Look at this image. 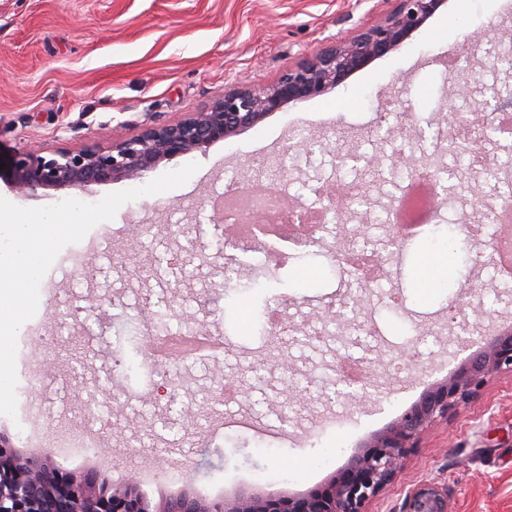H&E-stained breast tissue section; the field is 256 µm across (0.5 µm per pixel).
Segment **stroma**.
Listing matches in <instances>:
<instances>
[{"label":"stroma","mask_w":512,"mask_h":512,"mask_svg":"<svg viewBox=\"0 0 512 512\" xmlns=\"http://www.w3.org/2000/svg\"><path fill=\"white\" fill-rule=\"evenodd\" d=\"M464 17L442 7L397 50L329 93L292 103L206 151L161 163L156 175L198 164L183 185L122 205L77 244L79 272L57 263L56 288L17 341L18 378L38 361V397L19 393L15 416L0 414V435L22 450L51 449L80 474L102 472L119 484L136 474L151 502L191 486L208 500L244 491L303 493L324 482L353 452L419 400L432 384L512 326V296L501 294L495 247L505 229L473 198L494 201L495 183L442 175L454 193L439 209L443 225H479L431 291L411 279L414 253L445 251L442 237L405 238L388 217L407 180L391 181L378 157L429 155L443 117L468 112L463 137L482 133L486 157L512 150V130L481 112L494 91L512 90V69L493 47L512 43V0H472ZM394 0H0V149L108 146L119 135L172 123L239 83H271L337 37H353L387 16ZM461 67L449 66V59ZM250 159L261 173H242ZM278 182L288 202L318 205L313 187L355 181L364 198L343 220L354 240L320 230L322 245L209 244L191 255L180 226L208 223L212 197L230 180ZM130 180L88 189L17 193L0 180V197L20 207L65 199L100 201L133 188ZM379 256L382 274L362 281L339 273L347 245ZM197 272L182 274L184 261ZM314 278H306V270ZM83 308L59 343L39 339L60 325L67 305ZM166 309L175 332L222 339L220 356L185 359L173 370L177 403L147 362L155 330L150 312ZM455 310V326L444 317ZM374 318L378 333L360 326ZM139 327L129 347L120 323ZM61 326V325H60ZM363 380L349 388L321 383L346 357ZM238 393L219 399L225 383ZM95 399L106 426L92 437L109 448L55 445L54 417L81 421ZM234 425L224 428L223 418ZM297 458L282 466L283 452ZM432 481L447 487L449 512H512V374L489 383L423 438L372 512H399L406 492Z\"/></svg>","instance_id":"stroma-1"}]
</instances>
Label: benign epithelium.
<instances>
[{"label": "benign epithelium", "instance_id": "1", "mask_svg": "<svg viewBox=\"0 0 512 512\" xmlns=\"http://www.w3.org/2000/svg\"><path fill=\"white\" fill-rule=\"evenodd\" d=\"M445 0H396L380 23L348 40L336 38L320 53L267 85L224 91L208 106L173 124L155 125L107 148L87 145L46 156L34 148L0 152V178L19 193L144 179L160 163L229 139L290 103L321 96L352 73L398 49ZM512 373V328L496 332L444 381L430 386L386 430L354 452L324 483L302 494L255 491L208 502L184 489L154 505L130 477L112 485L97 473L73 474L52 453H28L0 438V512H370L394 483L423 435L440 419L477 399L499 374ZM400 512H448V489L436 483L411 488Z\"/></svg>", "mask_w": 512, "mask_h": 512}]
</instances>
